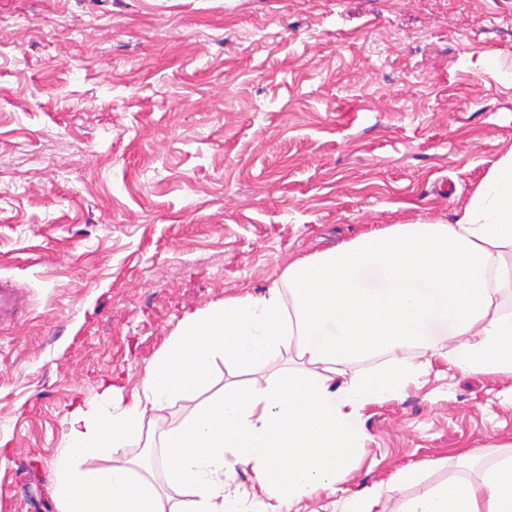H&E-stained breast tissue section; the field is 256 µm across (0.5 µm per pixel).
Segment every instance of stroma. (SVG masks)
<instances>
[{"instance_id": "35a3bbf8", "label": "stroma", "mask_w": 512, "mask_h": 512, "mask_svg": "<svg viewBox=\"0 0 512 512\" xmlns=\"http://www.w3.org/2000/svg\"><path fill=\"white\" fill-rule=\"evenodd\" d=\"M509 149L512 0H0V277L32 288L0 331V512H58L65 414L132 391L187 314L365 229L455 223ZM362 422L301 512L476 479L512 379L437 362ZM379 494L380 489L378 487L366 489L348 498L343 512H372V506Z\"/></svg>"}]
</instances>
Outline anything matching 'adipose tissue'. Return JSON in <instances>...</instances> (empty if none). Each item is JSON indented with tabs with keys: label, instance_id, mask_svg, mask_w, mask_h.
Masks as SVG:
<instances>
[{
	"label": "adipose tissue",
	"instance_id": "ef3b65f1",
	"mask_svg": "<svg viewBox=\"0 0 512 512\" xmlns=\"http://www.w3.org/2000/svg\"><path fill=\"white\" fill-rule=\"evenodd\" d=\"M287 356L293 370L268 371ZM512 378V149L452 224H388L289 262L266 293L185 317L138 388L66 414L53 462L59 512H291L335 490L365 444L360 411L398 399L433 358ZM373 360L347 376L348 365ZM224 365L246 377L201 394ZM187 412L173 423L176 403ZM251 468V488L235 484ZM401 512H512V455Z\"/></svg>",
	"mask_w": 512,
	"mask_h": 512
}]
</instances>
